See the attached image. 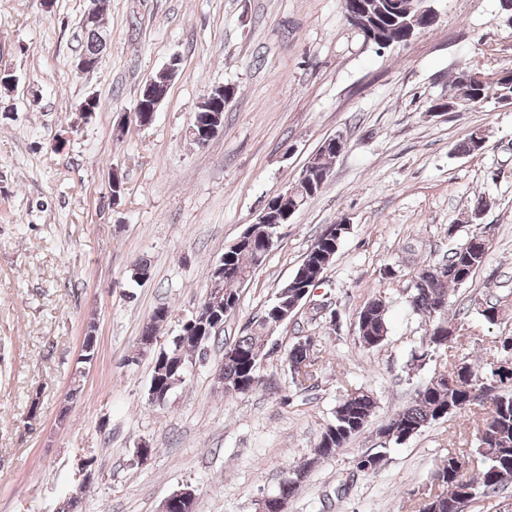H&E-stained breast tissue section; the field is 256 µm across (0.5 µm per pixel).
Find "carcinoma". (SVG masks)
I'll list each match as a JSON object with an SVG mask.
<instances>
[{"instance_id":"1","label":"carcinoma","mask_w":512,"mask_h":512,"mask_svg":"<svg viewBox=\"0 0 512 512\" xmlns=\"http://www.w3.org/2000/svg\"><path fill=\"white\" fill-rule=\"evenodd\" d=\"M380 15L376 35L393 43H406L419 31L432 26L422 9L424 0H374ZM103 30V18L83 31L84 53L100 54L97 33ZM495 95H512V80L501 79L486 86L463 84L460 74H455L450 83L448 98L487 99ZM485 138L475 129L459 145L458 151L474 154L484 148ZM336 154L321 145L316 152V161L310 168V185H301L295 194L299 207H304L320 192V185L329 175L330 163ZM347 230L345 224L333 225L329 235H319L309 246L301 262L303 273H294L277 291L266 306V318L256 316L245 323L240 335L224 344V360L220 376L224 379V396L249 394L266 386L261 375L266 356V337L274 319L271 310L283 313L296 301L302 289L315 288L331 264ZM272 225L254 224L249 236L252 242L229 247L224 251V294L209 295L205 299L208 307L227 318L239 305L236 286L247 281L258 268L254 253L265 249ZM489 245L482 243L473 233L461 243L453 246L448 257L442 261L421 265L414 272L407 302L413 312L432 322L425 347L414 351L409 369L422 366L426 358L437 352L449 354L447 366L431 378L418 391L413 403L389 416L379 427L380 448L367 451L354 460V467L363 473L376 471L368 457L382 454L390 445H401L418 435L425 428L454 414H472L479 417L481 427L476 447L453 450L448 458L455 468L442 466L435 469L431 477L432 487L426 493L430 501L419 505L416 512H462L465 504L480 498H489L512 483V373L490 370L484 372L479 366L459 359L456 352L464 346L465 336L460 328L448 335V287L467 282L488 255ZM171 316L165 306L153 310L143 326L140 339L150 342L156 339L158 327ZM357 343L364 349H372L384 343L388 335L387 307L385 300L375 296L359 307L356 317ZM319 353L314 336H301L289 349L286 356L288 366L306 363L305 378L313 381L318 371ZM376 409V399L364 389L348 391L336 406L334 420L321 433L314 448L313 457L289 468L279 484L277 495L288 500L301 487L311 468L318 462L332 458L336 453L370 422ZM480 456L483 469L478 476L468 474L466 460L472 455Z\"/></svg>"}]
</instances>
